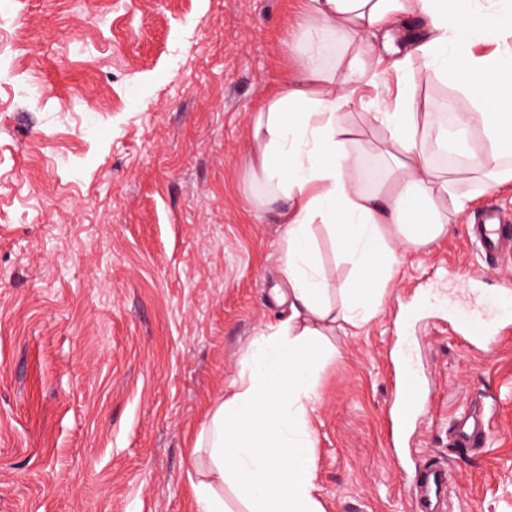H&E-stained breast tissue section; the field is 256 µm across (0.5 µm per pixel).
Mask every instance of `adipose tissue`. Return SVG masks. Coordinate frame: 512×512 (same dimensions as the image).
I'll list each match as a JSON object with an SVG mask.
<instances>
[{
  "instance_id": "obj_1",
  "label": "adipose tissue",
  "mask_w": 512,
  "mask_h": 512,
  "mask_svg": "<svg viewBox=\"0 0 512 512\" xmlns=\"http://www.w3.org/2000/svg\"><path fill=\"white\" fill-rule=\"evenodd\" d=\"M413 17L427 26L415 48L418 57L459 81L475 109L459 118L454 134L431 126L427 113L415 109L409 58L395 60V104L377 101L366 117L388 136L352 153L339 113L363 87L379 85L362 46L369 35ZM510 37L512 0H310L295 34L305 47L299 70L255 112L250 152L253 180L265 190L262 204L280 208L290 309L253 342L248 373L199 431L196 445L208 455L198 466L200 512H229L228 487L246 512H324L316 495L311 412L317 371L333 356L328 338L375 316L398 263L393 232L403 233L406 246H423L446 232L447 212L467 208L469 197L432 165V150L453 147L466 157L468 170L489 172L500 185L512 182V165L505 163L512 158V52L473 51L476 44ZM338 39L353 53L326 63ZM476 127L484 135L477 154L468 143ZM374 153L388 160L390 176L364 192L355 182L359 157ZM317 221L330 226L359 271L339 309L329 304L325 276L312 264L309 226Z\"/></svg>"
}]
</instances>
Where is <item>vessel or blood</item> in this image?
<instances>
[{"instance_id":"vessel-or-blood-1","label":"vessel or blood","mask_w":512,"mask_h":512,"mask_svg":"<svg viewBox=\"0 0 512 512\" xmlns=\"http://www.w3.org/2000/svg\"><path fill=\"white\" fill-rule=\"evenodd\" d=\"M468 239L478 257L487 265L512 264V211L498 205L487 206L475 213L468 225ZM457 338L468 344L490 348L499 336L491 326L477 321L465 310L453 314ZM422 395L413 373H404L398 385L395 403L396 425H404L421 407ZM491 420L484 405L477 404L458 418L452 437L453 447L465 451L483 447ZM448 494V471L429 463L417 469L407 484V495L413 512H445Z\"/></svg>"}]
</instances>
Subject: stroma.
<instances>
[{"label": "stroma", "mask_w": 512, "mask_h": 512, "mask_svg": "<svg viewBox=\"0 0 512 512\" xmlns=\"http://www.w3.org/2000/svg\"><path fill=\"white\" fill-rule=\"evenodd\" d=\"M305 0H0V512H199L191 465L210 408L238 386L250 343L288 313L276 208L250 179L252 115L295 76ZM341 112L361 140L395 76ZM420 111L472 98L413 60ZM23 79L50 93L14 95ZM474 206L512 208L439 162ZM468 213L428 247L396 244L375 317L337 333L312 413L325 512H410L416 466L448 469L449 512H512V264L483 269ZM331 303L353 271L316 223ZM478 280L464 287L456 264ZM497 299L493 349L452 338L430 303ZM423 405L390 441L396 382ZM493 401L487 445L450 447L471 399Z\"/></svg>", "instance_id": "1"}]
</instances>
